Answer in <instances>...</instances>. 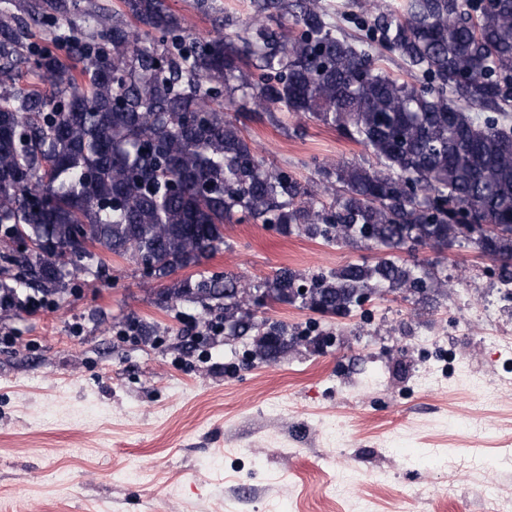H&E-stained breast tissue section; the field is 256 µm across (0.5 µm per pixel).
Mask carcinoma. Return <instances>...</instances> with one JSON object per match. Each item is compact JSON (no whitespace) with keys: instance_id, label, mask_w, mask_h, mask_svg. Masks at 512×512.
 Instances as JSON below:
<instances>
[{"instance_id":"carcinoma-1","label":"carcinoma","mask_w":512,"mask_h":512,"mask_svg":"<svg viewBox=\"0 0 512 512\" xmlns=\"http://www.w3.org/2000/svg\"><path fill=\"white\" fill-rule=\"evenodd\" d=\"M123 4L110 27L67 46L80 74L50 48L37 55L47 94L16 87L15 70L44 13L69 23L67 0H22L19 14L0 22V244L26 238L38 248L19 285L62 290L51 248L69 251L82 270L98 267L101 247L168 277L218 250L238 213L381 252L304 290L283 269L263 291L324 314L388 292L429 295L434 267L398 252L448 248L462 212L476 224L511 225L472 243L512 263V0H404L397 15L362 3L356 38L321 0H252L240 45L186 33L165 0ZM275 15L292 21L272 26ZM386 52L419 84L381 67ZM275 108L336 127L376 162L320 167L319 186L304 187L266 166L226 116ZM250 292L233 276L202 272L166 300L205 309L224 301L240 335L257 332L252 357L269 361L302 337L250 319Z\"/></svg>"}]
</instances>
